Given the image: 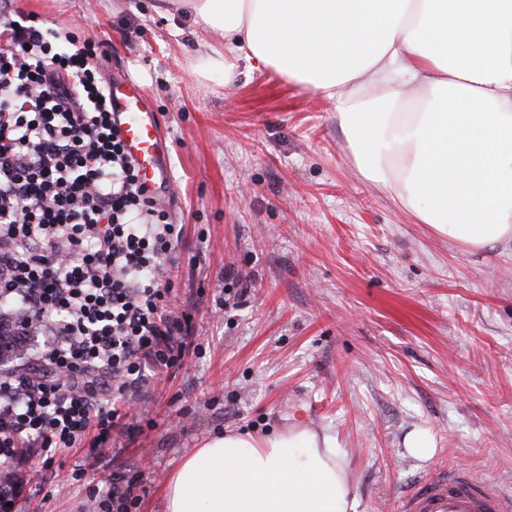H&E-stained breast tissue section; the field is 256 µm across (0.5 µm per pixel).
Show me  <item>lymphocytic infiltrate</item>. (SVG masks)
<instances>
[{
    "mask_svg": "<svg viewBox=\"0 0 512 512\" xmlns=\"http://www.w3.org/2000/svg\"><path fill=\"white\" fill-rule=\"evenodd\" d=\"M94 38L31 24L0 0V328L45 350L0 368V512H17L26 456L107 448L192 345L170 304L184 227L142 183L112 124ZM102 512H129L113 467Z\"/></svg>",
    "mask_w": 512,
    "mask_h": 512,
    "instance_id": "1",
    "label": "lymphocytic infiltrate"
}]
</instances>
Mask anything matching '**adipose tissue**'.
I'll return each instance as SVG.
<instances>
[{
    "label": "adipose tissue",
    "instance_id": "adipose-tissue-1",
    "mask_svg": "<svg viewBox=\"0 0 512 512\" xmlns=\"http://www.w3.org/2000/svg\"><path fill=\"white\" fill-rule=\"evenodd\" d=\"M203 29L194 70L238 62L331 100L354 164L450 242L512 239V0H169ZM166 512H357L341 451L305 427L231 430L187 456Z\"/></svg>",
    "mask_w": 512,
    "mask_h": 512
}]
</instances>
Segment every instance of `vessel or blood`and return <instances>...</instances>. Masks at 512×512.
Returning <instances> with one entry per match:
<instances>
[{
	"label": "vessel or blood",
	"instance_id": "1",
	"mask_svg": "<svg viewBox=\"0 0 512 512\" xmlns=\"http://www.w3.org/2000/svg\"><path fill=\"white\" fill-rule=\"evenodd\" d=\"M109 93L120 138L136 160L145 186L156 190L164 178L165 156L158 118L144 111V92L135 81L110 85ZM399 512H512V491L456 470L426 474L403 492Z\"/></svg>",
	"mask_w": 512,
	"mask_h": 512
}]
</instances>
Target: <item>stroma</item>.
<instances>
[{"instance_id":"35a3bbf8","label":"stroma","mask_w":512,"mask_h":512,"mask_svg":"<svg viewBox=\"0 0 512 512\" xmlns=\"http://www.w3.org/2000/svg\"><path fill=\"white\" fill-rule=\"evenodd\" d=\"M147 2H14L39 26L99 36L106 74L143 88L184 227L172 303L193 316L192 349L152 395L155 428L114 435L101 458H30L20 512H93L111 464L146 486L135 512H165L204 440L293 415L335 437L358 512H398L424 469L512 485V240L469 251L417 223L361 178L327 99L243 61L229 85L204 79L195 56L220 33ZM416 428L431 458L404 450Z\"/></svg>"}]
</instances>
